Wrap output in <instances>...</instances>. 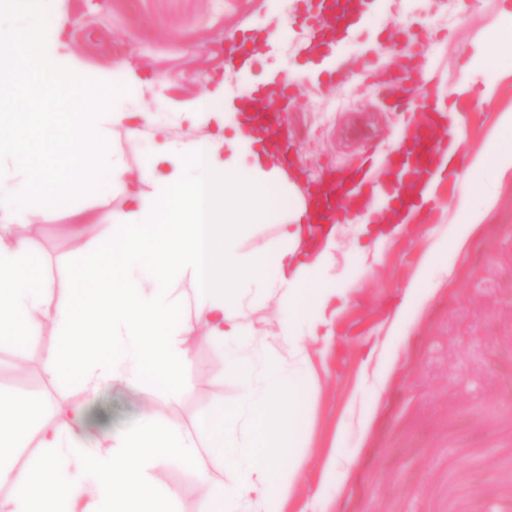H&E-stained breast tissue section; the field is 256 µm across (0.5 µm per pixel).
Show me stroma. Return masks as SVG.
I'll list each match as a JSON object with an SVG mask.
<instances>
[{
  "mask_svg": "<svg viewBox=\"0 0 512 512\" xmlns=\"http://www.w3.org/2000/svg\"><path fill=\"white\" fill-rule=\"evenodd\" d=\"M467 9H460V2ZM364 25L338 45L330 78L294 73L308 34L303 0H60L62 52L83 80L102 84L132 67L140 77L127 109L138 127H113L107 148L121 157L144 193L143 160L163 126L169 138L201 140L184 112L206 92L233 99L252 88L277 95L290 74L288 143L305 183L359 167L368 151L384 155L404 121L431 103L454 110V135L466 160L485 152L503 113L512 112V66L485 54L490 32L512 21V0H364ZM259 39L245 71L225 68L241 36ZM417 70L418 96L398 101L388 74ZM495 183L478 217L459 215L475 181ZM127 192L92 188L36 204L35 267L65 300L80 268L94 265L93 241L111 234L109 213ZM443 240L432 266L424 260ZM336 285L325 323L306 337L315 380L304 401L296 450L298 475L284 512H505L512 504V170L464 168L441 179L421 223L384 245L354 230L338 237ZM193 308L178 323L191 358L189 392L150 400L123 384L87 399L74 379L43 369L58 329L0 347V389L31 397L40 417L53 404L83 403L102 433L137 430L147 410L157 419L201 426L210 407L232 406L240 392L224 349L202 342ZM344 463L328 469L332 454ZM176 489L174 512H202L207 490L184 469L151 470Z\"/></svg>",
  "mask_w": 512,
  "mask_h": 512,
  "instance_id": "obj_1",
  "label": "stroma"
}]
</instances>
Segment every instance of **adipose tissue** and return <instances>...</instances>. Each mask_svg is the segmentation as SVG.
<instances>
[{
  "label": "adipose tissue",
  "mask_w": 512,
  "mask_h": 512,
  "mask_svg": "<svg viewBox=\"0 0 512 512\" xmlns=\"http://www.w3.org/2000/svg\"><path fill=\"white\" fill-rule=\"evenodd\" d=\"M58 0H20L0 13V124L20 118L21 84L33 79L64 95V176L48 165L27 163L31 139L17 129L0 143V160L13 170L0 178V221L23 223L31 202L101 184L118 185L125 166L109 153L86 147L102 143L109 127L123 124L135 72L107 87L82 81L60 53ZM231 100L207 95L185 119L216 124L218 135L202 142L163 141L144 165L153 191H129L125 210L112 216V235L95 242L102 258L85 288L70 302L58 301L49 278L33 272V245L24 236L0 238V342H26L51 319L66 337L49 351L45 369L75 373L88 396L124 383L144 393L166 390L175 400L187 392L190 363L171 328L183 297L176 272L196 275V313L208 321L207 342L221 343L242 392L232 407L215 404L205 427L213 441L204 451L196 430L146 423L112 438L94 432L83 404L58 406L53 418L30 425L33 402L0 394V486L11 489L0 512H171L173 489H162L150 468L176 465L207 488L204 512H282L296 475L293 450L302 435L303 395L313 381L303 344L304 318L324 308L332 290L337 229L316 233L307 222L309 202L278 166L270 138L253 133ZM288 198L280 209V198ZM287 213L277 240L263 252L243 253L238 244L253 224ZM358 234L384 243L406 231L398 195L385 206H368L350 219ZM277 295L284 315L277 332L288 349L287 364L256 371L253 353L238 348L251 335L250 312L257 291ZM36 440L40 453L20 464L18 448Z\"/></svg>",
  "instance_id": "ef3b65f1"
}]
</instances>
